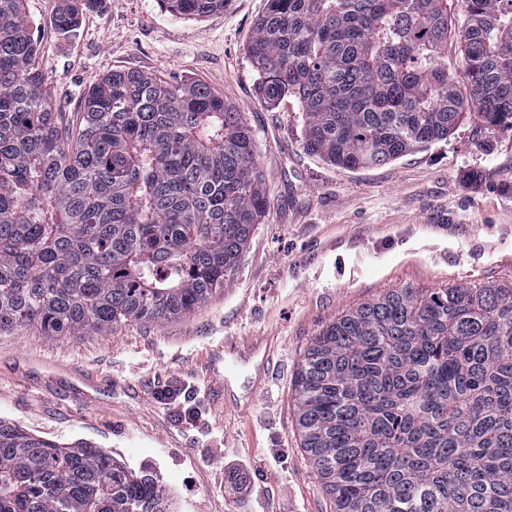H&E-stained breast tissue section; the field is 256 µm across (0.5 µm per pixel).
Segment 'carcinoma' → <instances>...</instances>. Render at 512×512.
I'll use <instances>...</instances> for the list:
<instances>
[{
    "label": "carcinoma",
    "instance_id": "carcinoma-1",
    "mask_svg": "<svg viewBox=\"0 0 512 512\" xmlns=\"http://www.w3.org/2000/svg\"><path fill=\"white\" fill-rule=\"evenodd\" d=\"M90 0L54 17L77 35ZM201 20L224 0H161ZM267 0L247 52L269 107L345 171L448 139L474 113L512 130V0ZM26 0H0V335L109 332L204 304L234 274L268 188L252 132L200 81L95 78L61 123ZM301 445L334 512H512V280L401 288L327 324L294 383ZM165 512L153 475L86 442L0 421V512ZM461 0H448V8H450V18L452 20V31L448 39V59L445 63L448 65V72L452 74H458L461 69V52L460 44L455 35V28L463 21V12L461 9Z\"/></svg>",
    "mask_w": 512,
    "mask_h": 512
}]
</instances>
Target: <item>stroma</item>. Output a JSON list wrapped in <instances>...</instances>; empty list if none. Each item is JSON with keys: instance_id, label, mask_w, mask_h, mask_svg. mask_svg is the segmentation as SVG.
I'll use <instances>...</instances> for the list:
<instances>
[{"instance_id": "stroma-1", "label": "stroma", "mask_w": 512, "mask_h": 512, "mask_svg": "<svg viewBox=\"0 0 512 512\" xmlns=\"http://www.w3.org/2000/svg\"><path fill=\"white\" fill-rule=\"evenodd\" d=\"M26 5L56 111L77 119L90 82L115 69L200 81L249 125L268 195L232 278L192 313L101 336L0 335V420L153 472L168 512H333L295 425L302 355L328 323L390 291L512 279V132L472 115L428 149L344 171L306 152L295 99L270 108L257 93L246 45L266 0H227L200 20L158 0H95L72 39L54 27L59 0ZM269 335L278 349L263 389L230 378L238 409L215 407L209 349ZM55 365L114 383L81 400Z\"/></svg>"}]
</instances>
